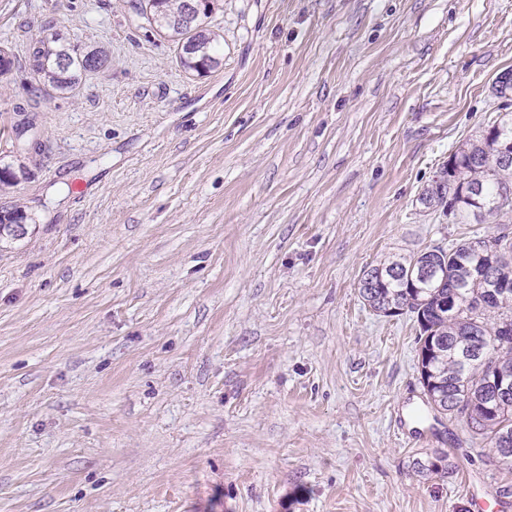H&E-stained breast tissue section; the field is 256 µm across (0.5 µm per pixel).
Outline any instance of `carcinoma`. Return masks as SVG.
Here are the masks:
<instances>
[{
	"label": "carcinoma",
	"mask_w": 512,
	"mask_h": 512,
	"mask_svg": "<svg viewBox=\"0 0 512 512\" xmlns=\"http://www.w3.org/2000/svg\"><path fill=\"white\" fill-rule=\"evenodd\" d=\"M136 14L172 42L180 67L199 75L221 65V35L206 19L218 9L207 0L192 25L180 24L186 0H132ZM27 63L44 96L75 95L83 77L108 67L109 54L81 50L57 32L33 39ZM512 146V113L480 136L463 143L448 157L447 182L424 190L422 202L443 208L462 223L512 214V164L501 149ZM33 220L18 206L0 212V237L15 238L12 225ZM431 272L424 273V267ZM512 272V230L464 240L446 248L428 247L407 256L389 258L362 272L361 299L387 316L412 314L419 334L420 383L428 404L437 412L464 422L489 457L512 464V387L499 390L495 378L512 376V285L494 287L500 268Z\"/></svg>",
	"instance_id": "1"
}]
</instances>
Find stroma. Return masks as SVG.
Returning a JSON list of instances; mask_svg holds the SVG:
<instances>
[{"instance_id":"obj_1","label":"stroma","mask_w":512,"mask_h":512,"mask_svg":"<svg viewBox=\"0 0 512 512\" xmlns=\"http://www.w3.org/2000/svg\"><path fill=\"white\" fill-rule=\"evenodd\" d=\"M185 73L129 0H0V512H476L499 495L419 383L418 327L358 293L381 259L512 226L419 201L512 105V0H224ZM110 51L36 95L46 30ZM445 458L449 474H418ZM34 223L33 217H31V214H28V212L23 209L21 206L15 207L14 209L10 211H1L0 212V237L6 236L7 238L10 237L11 239H19L23 237H17L12 233V225L18 224L19 222H22L24 224ZM34 221V222H33ZM20 223L21 225L24 224Z\"/></svg>"}]
</instances>
